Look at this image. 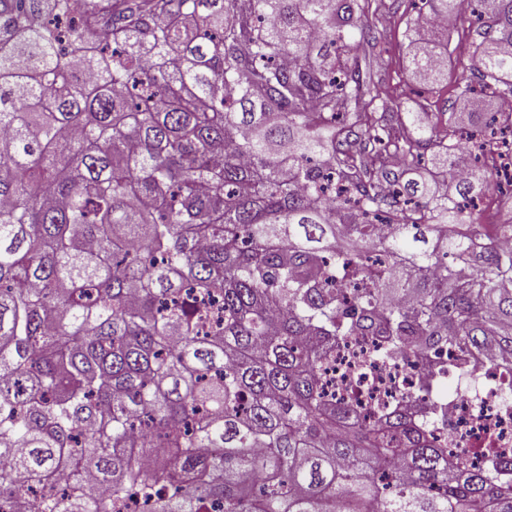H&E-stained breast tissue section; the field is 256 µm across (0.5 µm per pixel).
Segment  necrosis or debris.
<instances>
[{"label":"necrosis or debris","mask_w":512,"mask_h":512,"mask_svg":"<svg viewBox=\"0 0 512 512\" xmlns=\"http://www.w3.org/2000/svg\"><path fill=\"white\" fill-rule=\"evenodd\" d=\"M374 339L353 336L336 349L327 378L337 395L355 404L361 416L372 417L378 405L392 404L415 393L425 372L420 364L399 359L366 364ZM470 388L449 390L446 380L429 392L442 417L431 426L450 456L465 452L475 465L487 457L512 452V366L499 362L467 364Z\"/></svg>","instance_id":"4bbe7bcc"}]
</instances>
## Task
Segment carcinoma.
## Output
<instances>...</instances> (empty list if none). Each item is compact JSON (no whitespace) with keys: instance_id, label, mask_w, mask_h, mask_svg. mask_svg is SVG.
Here are the masks:
<instances>
[{"instance_id":"cac0c4a2","label":"carcinoma","mask_w":512,"mask_h":512,"mask_svg":"<svg viewBox=\"0 0 512 512\" xmlns=\"http://www.w3.org/2000/svg\"><path fill=\"white\" fill-rule=\"evenodd\" d=\"M114 2L99 32L88 0H0V512H512V456L322 377L349 336L429 380L512 352V224L466 222L490 169L455 177L512 125V0H474L468 111L430 130L359 111L362 0ZM421 2L448 36L457 0Z\"/></svg>"}]
</instances>
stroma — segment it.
I'll use <instances>...</instances> for the list:
<instances>
[{
	"label": "stroma",
	"instance_id": "35a3bbf8",
	"mask_svg": "<svg viewBox=\"0 0 512 512\" xmlns=\"http://www.w3.org/2000/svg\"><path fill=\"white\" fill-rule=\"evenodd\" d=\"M421 8L420 0H382L380 11L366 16L380 38L374 45L361 44L353 63L372 89L376 111L416 112L430 126L454 103L456 82L449 78L429 87L407 79L408 45L415 34L413 21Z\"/></svg>",
	"mask_w": 512,
	"mask_h": 512
}]
</instances>
